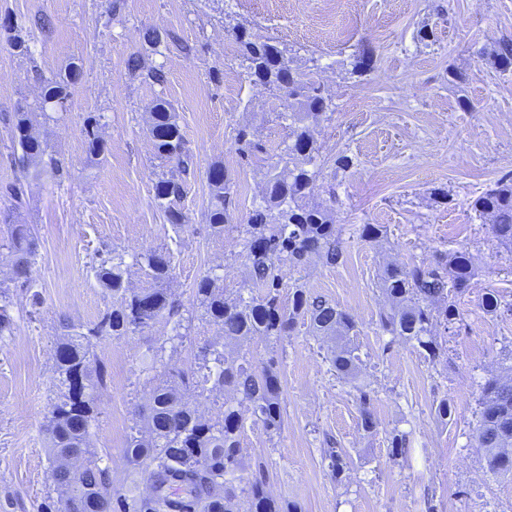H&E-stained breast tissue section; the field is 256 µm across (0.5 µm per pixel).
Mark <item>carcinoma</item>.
<instances>
[{
    "instance_id": "obj_1",
    "label": "carcinoma",
    "mask_w": 512,
    "mask_h": 512,
    "mask_svg": "<svg viewBox=\"0 0 512 512\" xmlns=\"http://www.w3.org/2000/svg\"><path fill=\"white\" fill-rule=\"evenodd\" d=\"M235 38L247 62L249 76L268 85L288 99V144L270 164L263 203L250 213L247 222L234 225L242 237L249 280L234 295L224 294L219 276L204 275L196 285V297L203 310L201 320L216 326L225 339L257 336L276 343L287 336L296 318L307 316L322 336H346L356 324L351 315L325 298L298 285L291 305L280 300L282 268L301 269L319 261L341 263L344 251L330 211L323 205L305 202L313 191L317 172L307 169L313 163L317 125L329 104L314 86L310 73L293 67L286 50L272 37H259L244 29ZM80 71L48 82L44 100L61 103ZM12 135L22 153V169L27 178L40 179L59 171L58 160L46 155L36 136V113L15 112ZM148 133L157 156L188 169L189 157L176 114L169 103L158 99L149 112ZM241 160L249 161L261 152L250 132L238 131ZM209 227L215 236L224 235L230 223L231 186L221 164L211 167L208 176ZM185 182L161 178L154 187V198L169 224L180 228L187 223L181 207ZM481 216L492 217L491 231L496 239L512 245V175L497 180L473 202ZM37 232L32 224H0V251L7 250L12 262L14 287L32 292L35 281L30 267L37 249ZM136 264L149 281L147 288L125 286L123 255L100 258L96 266L97 284L112 294V308L90 325L65 323L66 334L55 350L54 373L59 394L47 416L46 432L54 457L58 486L57 501L45 505L46 512H239L234 482L239 480L240 436L245 424L242 406L270 432L281 429V387L275 363L255 364L253 357L240 353L224 356L217 341L200 347L199 373L157 372L147 375L152 384L148 408L140 410L131 427L126 454L131 463L144 466L149 492L135 497L128 506L112 491L110 470L92 443L98 415V398L106 386L105 367L97 360L95 347L104 337L121 338L151 328L164 318L173 323V338L184 337L193 316L167 288L173 273V256L168 250L148 249L136 257ZM474 276V264L465 249L454 251L434 266L387 267L382 290L391 301L389 311L379 315V325L394 336L414 342L434 362L443 355V346L432 335L433 323L456 320L453 295L465 291ZM32 292V304H38ZM13 294L0 286V336L14 330ZM358 356L342 347L330 358L336 375L347 378L357 369ZM224 395L223 417L206 419L186 397L205 391ZM361 427L370 432L375 421L369 409L370 395L360 391ZM480 420L476 441L482 450L486 469L495 475L512 476V377L489 378L480 387ZM80 467L78 479L70 477L66 466ZM182 493L171 500L164 492L169 483ZM246 512H298L296 506L271 498L261 480L247 482Z\"/></svg>"
}]
</instances>
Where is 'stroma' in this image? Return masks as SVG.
<instances>
[{
  "label": "stroma",
  "mask_w": 512,
  "mask_h": 512,
  "mask_svg": "<svg viewBox=\"0 0 512 512\" xmlns=\"http://www.w3.org/2000/svg\"><path fill=\"white\" fill-rule=\"evenodd\" d=\"M238 27L279 41L329 98L308 202L329 207L345 262L284 269L283 285L304 286L350 313L356 328L346 342L361 359L356 378H338L330 343L306 317L274 347L257 338L225 342V355L248 351L256 364L274 362L281 380L282 427L270 433L246 422L243 476L261 478L272 498L301 512H512V478L487 472L475 439L481 383L512 371V246L472 208L512 173V68L495 58L499 42L512 39V0H0V213L37 229L31 274L40 294L35 305L15 291V329L0 337V512H42L58 497L45 431L57 397L54 354L63 322L84 325L112 306L94 277L101 256L122 254L128 286L142 288L135 254L170 249L169 287L188 308L211 269L229 292L247 275L235 227L260 203L289 129L279 117L284 100L250 78ZM147 28L161 34L160 45L142 40ZM14 34L27 52L11 45ZM361 54L370 65L353 71ZM133 56L143 71L162 69L165 83L130 71ZM74 65L81 76L65 105L44 103L47 80ZM159 98L177 113L192 160L182 229L154 199L158 179L179 173L148 135ZM16 112L40 113L38 134L61 161L60 175L21 180L8 122ZM90 126L105 147L96 158L87 150ZM245 126L263 147L249 162L236 152ZM217 163L234 193L233 226L220 237L206 222ZM18 182L17 202L8 188ZM365 224L383 225L384 237L362 238ZM459 249L472 255L475 276L455 297V322L432 327L446 347L433 363L380 328L388 301L379 277L386 265H429ZM489 293L497 312L483 307ZM171 334L160 320L96 346L107 388L93 440L113 487L129 498L146 490L126 455L134 410L150 392L143 367L193 371L217 330L194 321L174 348ZM363 389L376 421L370 432L360 426ZM444 400L453 408L445 419L437 411ZM398 432L409 437L408 457L391 453ZM329 448L341 453L342 473L332 471Z\"/></svg>",
  "instance_id": "35a3bbf8"
}]
</instances>
